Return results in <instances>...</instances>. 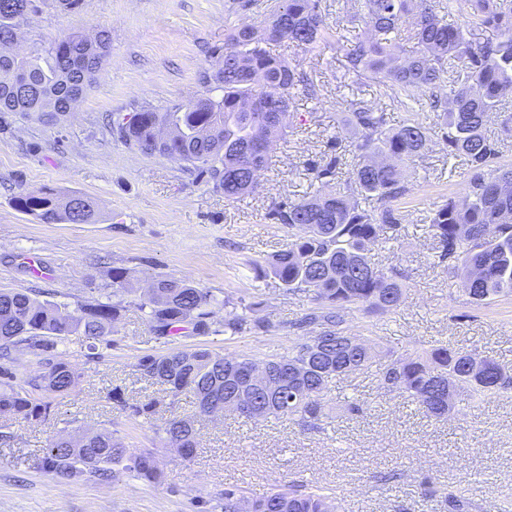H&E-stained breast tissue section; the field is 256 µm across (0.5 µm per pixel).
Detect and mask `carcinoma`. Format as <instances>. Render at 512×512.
Here are the masks:
<instances>
[{"instance_id":"1","label":"carcinoma","mask_w":512,"mask_h":512,"mask_svg":"<svg viewBox=\"0 0 512 512\" xmlns=\"http://www.w3.org/2000/svg\"><path fill=\"white\" fill-rule=\"evenodd\" d=\"M454 0H351L346 16L363 33L346 48L345 73L381 85L384 95L407 110L427 100L436 122L428 127L412 116L396 127L386 113L364 101L351 103L348 125L358 138L343 190L295 202H280L270 216L288 227L286 248L262 263L256 277L276 278L287 292L308 294L315 307L296 327L302 336L284 354L266 361L269 377L254 374L247 357H223L199 344L140 357L141 378L163 387L173 399L191 395L203 413L240 400L247 419L286 416L304 425L321 421L324 396L333 380L379 366L380 386L397 393L425 413L441 418L467 402L512 388V374L473 352L439 345L427 351L379 358L377 339L353 342L343 324L351 308L388 313L404 291L394 266L372 258L379 240L399 235L407 214L399 201L407 193L403 164L440 146L464 159L469 178L463 194L437 207L425 231L435 258L461 283L475 305L512 296V161L502 160L501 140L487 133L494 117L512 132V114L502 107L512 90V0H466L469 21H448ZM38 0H0V114L32 115L57 125L75 111L110 48L102 30L90 37L72 33L38 53L13 50L21 24L38 12ZM327 30L319 0H280L260 27L242 24L230 31L214 71L203 76L223 96L199 97L173 110L147 106L115 122L116 134L144 154L179 162L227 199H240L258 186L273 146L284 135L290 105L304 81L299 62H287L267 45L310 50ZM411 44L407 51L404 44ZM367 202L364 207L361 202ZM15 207L49 224H94V203L80 194L23 192ZM136 307L147 312L154 337L164 344L177 336H235L249 329L271 328L251 322L245 306L218 314V302L190 280L154 276ZM43 297L33 289H0V421L39 422L51 403L42 392L66 395L79 375L58 345L82 336L92 352L110 344L124 301L79 306ZM37 360L38 370L16 383L13 351ZM112 399L128 415L150 419L160 402L129 401L118 387ZM160 441L189 459L197 447L193 424L176 417L158 428ZM155 484L162 477L157 452L126 446L117 432L89 430L51 441L44 470L58 483L84 477L107 482L114 467ZM244 491L224 490V512H239ZM332 496L319 486L280 484L250 499L253 512H328Z\"/></svg>"}]
</instances>
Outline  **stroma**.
<instances>
[{
    "label": "stroma",
    "mask_w": 512,
    "mask_h": 512,
    "mask_svg": "<svg viewBox=\"0 0 512 512\" xmlns=\"http://www.w3.org/2000/svg\"><path fill=\"white\" fill-rule=\"evenodd\" d=\"M276 6V0H81L70 13L42 6L22 24L21 51L99 29L111 43L85 97L60 124L0 118V289L45 292L74 310L107 301L116 268L127 269L138 287L158 274L189 279L217 300L250 306L252 320L272 324L266 332L206 337L207 348L257 362L287 351L300 334L296 321L313 303L273 278H256L251 268L288 242L287 227L270 211L343 186L346 173L325 183L315 170L351 150L357 135L346 124L350 101L381 99L376 83L356 80L341 66L342 0H321L329 30L312 51L271 46L301 60L315 92L298 91L254 193L226 199L179 163L131 149L112 132L113 120L141 106L162 110L206 95L202 75L215 66L230 31L262 25ZM406 177L408 220L398 239L374 249L381 264L401 269L404 300L384 314L350 310L347 328L398 355L443 343L512 372V297L470 304L424 234L433 209L463 192L466 165L437 147L408 162ZM49 189L92 198L97 223L47 224L13 204L18 193ZM59 349L80 372L79 385L68 396L47 394L50 415L13 423L11 440L0 442V512H192L198 498L209 512H222L225 487L253 498L283 482L331 488L338 512H512V391L439 420L381 389L372 369L331 382L326 416L314 427L284 417L247 420L232 411L211 418L183 395L172 411L198 433L196 452L185 460L161 447L155 421L129 419L111 398L116 387L130 400L162 395L135 370L139 357L163 350L141 311L129 308L112 346L95 356L78 336ZM352 401L363 415L347 412ZM88 427L118 431L133 448L159 449L161 482L127 473L106 483L53 481L41 467L50 442L61 431Z\"/></svg>",
    "instance_id": "1"
}]
</instances>
